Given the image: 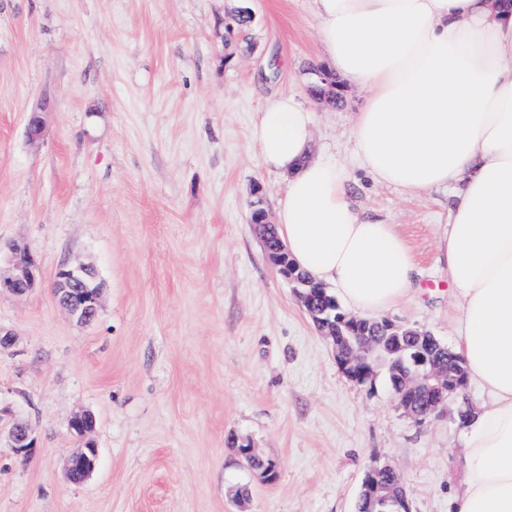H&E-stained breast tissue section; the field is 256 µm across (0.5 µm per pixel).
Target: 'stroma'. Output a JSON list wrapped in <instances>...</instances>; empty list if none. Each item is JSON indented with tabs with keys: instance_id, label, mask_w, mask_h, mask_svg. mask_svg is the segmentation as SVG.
<instances>
[{
	"instance_id": "obj_1",
	"label": "stroma",
	"mask_w": 512,
	"mask_h": 512,
	"mask_svg": "<svg viewBox=\"0 0 512 512\" xmlns=\"http://www.w3.org/2000/svg\"><path fill=\"white\" fill-rule=\"evenodd\" d=\"M251 26L227 31L237 10ZM311 0H0V246L27 244L41 286L0 293V512H355L366 470L401 475L409 512H448L462 427L422 422L386 371L351 381L249 222L254 185L276 212L286 180L252 139L269 99L297 93L312 152L347 164L361 215L396 225L419 267L388 320L455 347L436 243L454 188L419 197L355 164L362 88L330 105L307 91L325 64ZM42 111L40 139L27 133ZM94 266L95 321L54 301L61 264ZM94 414L99 461L65 478L72 414ZM250 440L276 475L229 448ZM249 496L239 501L238 487ZM10 448H13L18 455L28 457L35 441L27 424L16 421L12 424L8 434Z\"/></svg>"
}]
</instances>
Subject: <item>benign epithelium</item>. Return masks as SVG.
<instances>
[{"label":"benign epithelium","mask_w":512,"mask_h":512,"mask_svg":"<svg viewBox=\"0 0 512 512\" xmlns=\"http://www.w3.org/2000/svg\"><path fill=\"white\" fill-rule=\"evenodd\" d=\"M313 95L319 101H334L341 96L343 85L330 70L318 66L313 71ZM250 224L260 232L269 227L270 220L265 206V194L261 185L253 189L250 201ZM287 252L282 241H277L274 250L267 254L268 260L288 279L293 292L300 303L307 305V312L321 335L332 344L336 360L345 374L362 366H370L376 355L383 349L382 344L373 336H346L336 331V316L332 307L325 303L319 306L308 304L310 282L285 267L279 266L280 257ZM40 284V273L31 248L25 244L14 243L8 248L5 261L0 262V291L23 296L32 292ZM102 284L96 269L86 263H65L59 268L53 283L56 304L64 309L76 322L87 325L92 323L101 306ZM398 331L400 347L395 351L396 358L389 363L388 371L401 376L406 390L427 393L433 396L432 405L421 411L412 407L401 406L404 413L416 421L425 420L447 409L448 403L460 402V391L466 387L461 375L453 374L439 359L432 345L412 346L410 342L431 338V334L413 327L392 324ZM96 426L95 416L89 411L73 414L69 419V432L81 442V448L69 455L66 460V478L73 484L85 482L94 472L98 448L91 437ZM10 447L25 457L30 455L35 441L27 424L16 421L8 434ZM380 472L395 477V484L400 493L377 497L378 485L374 479ZM362 489L371 501L378 499L396 506L399 512L408 508L406 491L397 471L389 466L369 468L362 481Z\"/></svg>","instance_id":"obj_1"}]
</instances>
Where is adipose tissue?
<instances>
[{
    "label": "adipose tissue",
    "mask_w": 512,
    "mask_h": 512,
    "mask_svg": "<svg viewBox=\"0 0 512 512\" xmlns=\"http://www.w3.org/2000/svg\"><path fill=\"white\" fill-rule=\"evenodd\" d=\"M336 73L368 94L354 119L357 162L417 195L453 185L438 239L457 316L456 351L483 392L463 430V477L448 512H512V5L507 0H312ZM310 112L271 99L253 130L286 178L280 238L297 267L349 308L380 315L416 286L394 225L362 219L348 173L311 153Z\"/></svg>",
    "instance_id": "adipose-tissue-1"
}]
</instances>
